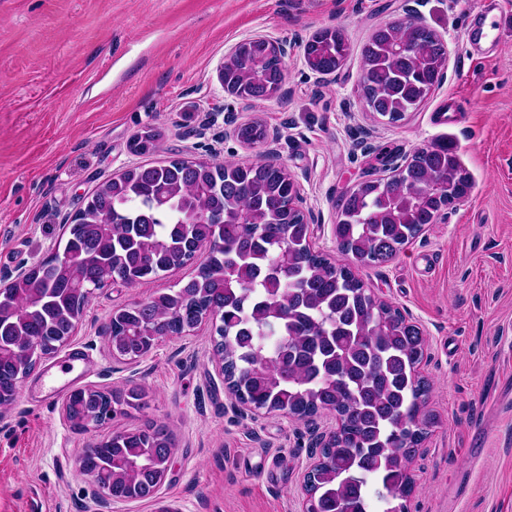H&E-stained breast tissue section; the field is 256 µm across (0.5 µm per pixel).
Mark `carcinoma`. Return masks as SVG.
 Returning a JSON list of instances; mask_svg holds the SVG:
<instances>
[{"label": "carcinoma", "mask_w": 512, "mask_h": 512, "mask_svg": "<svg viewBox=\"0 0 512 512\" xmlns=\"http://www.w3.org/2000/svg\"><path fill=\"white\" fill-rule=\"evenodd\" d=\"M348 51L341 30L325 28L306 43L304 59L330 74ZM361 57L369 111L395 124L440 83L445 47L427 25L394 21L372 33ZM280 64L270 40L252 38L224 62V77L240 96L268 99L279 91ZM265 136L259 122L239 128L247 144ZM160 137L146 126L131 148L152 155ZM447 185L469 188L446 144L415 151L386 180L364 181L340 206L334 235L342 259L331 261L313 250L297 185L281 164L177 158L129 168L102 182L71 218L65 263L50 255L3 290L0 337L11 350L0 356V402L33 370L34 345L50 355L73 335L87 291L194 263L188 280L112 314V354L135 360L144 332L181 335L212 314L224 381L239 400L273 415H339L305 486L319 512H366L370 481L390 504L383 512H405L391 501L411 493L408 460L437 423L427 409L429 383L417 371L425 342L354 268L391 261L435 223ZM143 396L137 384L112 390L113 415L139 408ZM106 408L102 392L83 388L70 395L67 418L102 424ZM173 448L166 426L119 430L85 454L81 473H95L120 501L152 499Z\"/></svg>", "instance_id": "carcinoma-1"}]
</instances>
